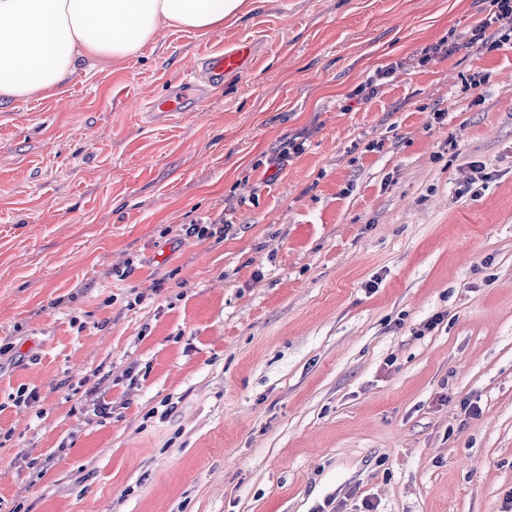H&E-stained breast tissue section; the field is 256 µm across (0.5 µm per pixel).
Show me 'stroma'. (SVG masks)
<instances>
[{"label": "stroma", "mask_w": 512, "mask_h": 512, "mask_svg": "<svg viewBox=\"0 0 512 512\" xmlns=\"http://www.w3.org/2000/svg\"><path fill=\"white\" fill-rule=\"evenodd\" d=\"M490 8L259 0L0 107V512H505L512 45L467 44ZM244 39L202 108L143 111ZM458 48L457 42L449 38H442L438 42L425 46L421 52L405 58L385 67L377 68L372 74H369L365 81L356 87L354 96L363 95L365 99H369L378 93V88L385 83V80L393 74L396 69L418 67L423 65L429 59L436 55L450 56ZM367 90V93H365ZM253 58L254 46L248 40L239 41L231 48L214 51L205 60L209 86L222 83L228 74L244 71ZM309 134L306 131L299 133L294 138L280 143L274 149L275 161L277 165L283 166L285 162H289L292 158L297 157L306 150V142L308 141Z\"/></svg>", "instance_id": "1"}]
</instances>
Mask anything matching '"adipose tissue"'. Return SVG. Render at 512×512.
Returning <instances> with one entry per match:
<instances>
[{
  "label": "adipose tissue",
  "mask_w": 512,
  "mask_h": 512,
  "mask_svg": "<svg viewBox=\"0 0 512 512\" xmlns=\"http://www.w3.org/2000/svg\"><path fill=\"white\" fill-rule=\"evenodd\" d=\"M254 0H0V105L64 91L82 63L137 58L159 31L205 35Z\"/></svg>",
  "instance_id": "adipose-tissue-1"
}]
</instances>
